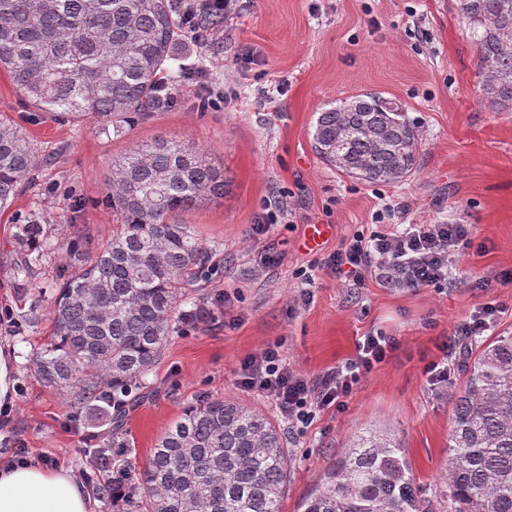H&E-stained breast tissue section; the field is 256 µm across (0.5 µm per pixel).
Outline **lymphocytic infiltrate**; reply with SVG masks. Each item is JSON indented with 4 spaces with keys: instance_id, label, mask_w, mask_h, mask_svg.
I'll return each mask as SVG.
<instances>
[{
    "instance_id": "lymphocytic-infiltrate-1",
    "label": "lymphocytic infiltrate",
    "mask_w": 512,
    "mask_h": 512,
    "mask_svg": "<svg viewBox=\"0 0 512 512\" xmlns=\"http://www.w3.org/2000/svg\"><path fill=\"white\" fill-rule=\"evenodd\" d=\"M471 236L470 225L448 223L357 231L343 239L320 266L360 288L371 278L393 288H439L448 282L452 255L467 248ZM393 348L391 337L380 331L370 333L359 341L355 358L309 378L290 367L278 345H269L242 361L241 385L273 403L302 430L320 411L341 406Z\"/></svg>"
}]
</instances>
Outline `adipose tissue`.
Returning <instances> with one entry per match:
<instances>
[{
  "mask_svg": "<svg viewBox=\"0 0 512 512\" xmlns=\"http://www.w3.org/2000/svg\"><path fill=\"white\" fill-rule=\"evenodd\" d=\"M0 512H91V507L68 470L26 462L0 466Z\"/></svg>",
  "mask_w": 512,
  "mask_h": 512,
  "instance_id": "ef3b65f1",
  "label": "adipose tissue"
}]
</instances>
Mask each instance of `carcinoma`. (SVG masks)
Wrapping results in <instances>:
<instances>
[{"mask_svg": "<svg viewBox=\"0 0 512 512\" xmlns=\"http://www.w3.org/2000/svg\"><path fill=\"white\" fill-rule=\"evenodd\" d=\"M475 36L482 101L512 110V0H459ZM178 0H0V70L43 112L103 127L164 108L161 79L182 24ZM170 71V70H168ZM186 68L170 71L175 82ZM375 93L329 105L313 132L324 162L368 182H393L417 165L421 143ZM26 136L0 118V213L31 184ZM224 175L195 148L158 138L113 165L106 202L122 223L88 256L62 244L52 335L34 365L41 382L118 419L125 397L159 359L182 285L210 255L194 226L175 217L224 195ZM26 279L55 249L40 220L16 225ZM466 388L453 406L448 469L439 499L448 512H512V335L477 354L464 347ZM96 474L116 467L112 446L95 448ZM290 459L285 435L263 412L234 401L189 405L158 439L125 496L127 512H281ZM302 512H438L417 485L405 448L389 431L361 429L317 481Z\"/></svg>", "mask_w": 512, "mask_h": 512, "instance_id": "obj_1", "label": "carcinoma"}]
</instances>
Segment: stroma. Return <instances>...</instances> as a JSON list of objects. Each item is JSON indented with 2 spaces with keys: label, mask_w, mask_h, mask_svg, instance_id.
Segmentation results:
<instances>
[{
  "label": "stroma",
  "mask_w": 512,
  "mask_h": 512,
  "mask_svg": "<svg viewBox=\"0 0 512 512\" xmlns=\"http://www.w3.org/2000/svg\"><path fill=\"white\" fill-rule=\"evenodd\" d=\"M236 14L202 40L182 34L176 61L202 63L204 81L168 83V107L125 134L104 135L94 120L63 122L29 103L0 71V114L29 140L35 183L0 215V351L13 362L14 390L0 414V465L20 458L57 462L81 478L88 451L118 436L139 472L161 434L194 401L221 398L276 419L287 439L291 472L282 512L297 508L316 479L362 428L391 431L417 482L434 494L448 462L453 401L466 375L459 327L491 305V335L512 333V111L482 101L477 48L458 0H239ZM207 91L214 104L199 110ZM366 93L400 103L421 138L416 171L393 183H367L325 164L312 142L328 103ZM164 136L200 150L224 171L223 199L203 201L186 219L211 250L185 298L204 311L191 327L175 325L160 359L129 402L120 429L92 405L45 387L34 360L50 334L56 260L29 280L13 275L14 221L38 215L53 243L72 238L98 247L118 217L102 205L112 163L135 145ZM388 224L471 225L474 244L456 258L442 288L395 289L368 281L356 288L318 269L344 237L365 230L378 210ZM279 220L266 235L252 227L263 212ZM312 224L330 225L315 247ZM280 257L258 267L263 250ZM313 269L310 287L299 273ZM485 280L466 287L465 278ZM233 294L225 303V294ZM383 331L394 350L375 365L341 408L317 414L297 431L278 408L244 391L241 361L280 344L291 366L314 377L357 354L362 336ZM447 359V394L428 367Z\"/></svg>",
  "instance_id": "35a3bbf8"
}]
</instances>
